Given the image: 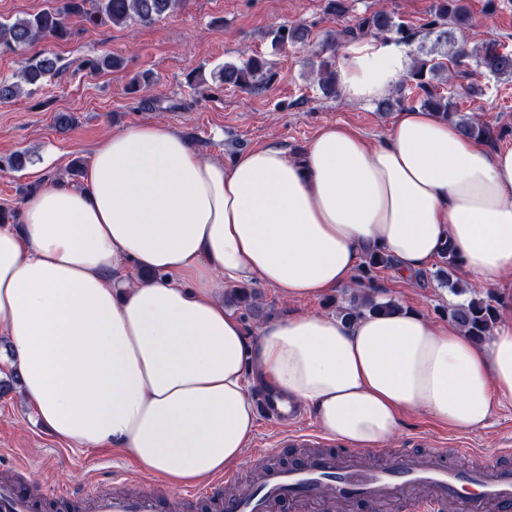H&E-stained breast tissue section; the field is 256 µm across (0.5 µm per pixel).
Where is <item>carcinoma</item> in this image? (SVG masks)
Returning a JSON list of instances; mask_svg holds the SVG:
<instances>
[{"label": "carcinoma", "instance_id": "carcinoma-1", "mask_svg": "<svg viewBox=\"0 0 512 512\" xmlns=\"http://www.w3.org/2000/svg\"><path fill=\"white\" fill-rule=\"evenodd\" d=\"M183 0H52V5L12 22L0 20V54H17L42 39L67 41L73 36L70 26L77 17L89 25L111 22L121 25L137 21L150 25L167 11L177 9ZM472 14L466 0H433L424 23L413 27L396 18L386 10H377L358 18L352 24L327 33L321 48L315 53L317 61L310 62L316 73L318 87L326 98L339 94L336 71V49L339 45L368 37H386L398 44L412 45L423 37L432 46L420 49L399 92L397 99L416 101L420 106L431 108L456 123L461 132L469 137L480 138L487 144H495L512 136V126L494 127L476 116L460 113V101L455 91L440 90L434 83L438 76L448 82L469 79L477 72L495 77L499 81L512 82V47L497 38H487L477 46L470 47L456 37L471 25ZM308 31L301 25L282 26L273 32L272 44L284 47L287 44H304ZM59 58L46 55L38 60L28 59L16 74V80H0V103L16 99L22 85L38 86L50 76L62 72ZM120 66V60L107 53L87 58L81 67L90 74H98ZM217 77L226 86L244 90H255L270 82L273 74L268 62L250 57L236 64L226 62L217 71ZM393 266L385 253H370L365 256L362 273L369 276L373 270ZM397 309L393 302H376L364 297L359 302L341 310L343 318L353 321L367 312L390 313ZM448 318L465 329V332L481 341L487 336L496 320L495 308L484 298H471L448 308Z\"/></svg>", "mask_w": 512, "mask_h": 512}]
</instances>
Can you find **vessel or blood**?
I'll use <instances>...</instances> for the list:
<instances>
[{"label":"vessel or blood","instance_id":"vessel-or-blood-1","mask_svg":"<svg viewBox=\"0 0 512 512\" xmlns=\"http://www.w3.org/2000/svg\"><path fill=\"white\" fill-rule=\"evenodd\" d=\"M295 442H310L317 452L299 467H263L245 493H223L222 481L184 489L189 499L220 501L224 512H280L283 504L309 512H351L363 502L374 512H512V469L475 465L459 469L444 449L424 456L402 453L389 465L370 467L357 454L324 451L322 438L295 431ZM88 512H164V498L154 490L137 494L88 492ZM0 512H34L32 499L13 484L0 483Z\"/></svg>","mask_w":512,"mask_h":512}]
</instances>
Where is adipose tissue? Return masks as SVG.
I'll list each match as a JSON object with an SVG mask.
<instances>
[{
    "mask_svg": "<svg viewBox=\"0 0 512 512\" xmlns=\"http://www.w3.org/2000/svg\"><path fill=\"white\" fill-rule=\"evenodd\" d=\"M339 90L387 95L411 65L382 38L343 46ZM450 244L483 288L512 277V147L406 109L378 142L321 128L301 158L270 143L208 160L158 124L114 132L81 183L43 182L0 225V335L24 397L64 443L117 448L173 488L223 473L259 388L370 450L407 412L461 432L512 404V311L477 342L402 306L348 322L294 312L248 335L224 290L286 301L355 285L368 250L410 278Z\"/></svg>",
    "mask_w": 512,
    "mask_h": 512,
    "instance_id": "ef3b65f1",
    "label": "adipose tissue"
}]
</instances>
